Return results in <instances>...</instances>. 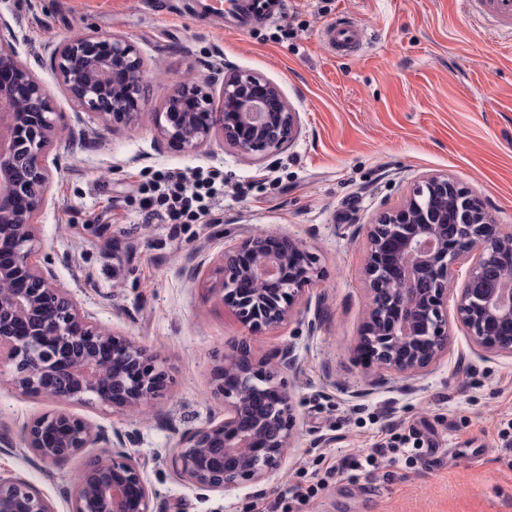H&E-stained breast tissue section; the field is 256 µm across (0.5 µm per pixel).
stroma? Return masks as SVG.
I'll use <instances>...</instances> for the list:
<instances>
[{
    "mask_svg": "<svg viewBox=\"0 0 512 512\" xmlns=\"http://www.w3.org/2000/svg\"><path fill=\"white\" fill-rule=\"evenodd\" d=\"M188 0H0L15 49L48 88L56 121L84 131L82 144L53 141L59 158L50 199L38 217L41 250L61 287L109 329L132 336L168 374L153 409L75 407L119 433L144 466L158 512H512V447L498 433L512 420V356L480 352L462 330L434 370L418 379L374 371L353 352L368 305L367 244L354 225L381 204H398L420 175L440 173L486 205L512 231V41L492 37L458 0H287L283 13L243 32L185 12ZM348 18L362 30L353 52L328 50L323 29ZM112 34L140 51L147 106L136 121L109 127L76 111L51 63L62 41ZM275 83L300 116V135L268 165L225 147L220 131L195 151L158 145L155 116L166 84L193 77L221 84L225 68ZM216 167L224 196L201 224H164L143 209L157 171ZM264 230L300 239L317 258L309 314L316 334L292 320L248 336L209 292L224 236ZM255 359L295 347L289 375L297 437L263 481L204 491L182 477L180 436L224 418L213 371L232 345ZM13 367L0 375V474L25 479L69 512L64 494L104 451L88 448L45 464L25 447L22 427L55 409L23 394ZM416 429L432 441L405 446L376 470L331 465L370 453ZM317 494L291 498L288 485Z\"/></svg>",
    "mask_w": 512,
    "mask_h": 512,
    "instance_id": "obj_1",
    "label": "stroma"
}]
</instances>
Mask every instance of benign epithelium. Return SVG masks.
Returning <instances> with one entry per match:
<instances>
[{"label":"benign epithelium","mask_w":512,"mask_h":512,"mask_svg":"<svg viewBox=\"0 0 512 512\" xmlns=\"http://www.w3.org/2000/svg\"><path fill=\"white\" fill-rule=\"evenodd\" d=\"M0 16V367L15 369L22 392L72 404L139 412L167 380L156 357L130 336L106 329L51 267L31 261L41 248L35 219L47 202L60 160L47 148L59 133L52 97L15 51ZM52 65L74 105L108 124H129L144 110L140 53L128 39L86 35L54 48ZM221 106L208 84L164 88L156 116L162 144L188 151L219 128L238 154L275 162L300 132L299 113L280 88L249 71L224 76ZM367 240L364 276L369 308L355 349L370 352L382 374L427 375L452 343L448 299L457 324L482 351L512 356V232L491 221L484 204L446 175L416 178L398 206L381 204L374 222L357 224ZM315 258L289 235L255 231L224 248L211 293L249 335L274 330L309 306ZM468 265L458 282L456 270ZM296 369L293 346L276 361H256L246 344L224 354L214 394L224 420L183 433L177 461L198 488L226 492L258 483L295 440L292 396L281 372ZM25 447L58 463L101 443L112 453L83 470L70 492V512H158L143 466L121 436L65 410L45 412L23 428ZM0 512H54L27 481L0 475Z\"/></svg>","instance_id":"benign-epithelium-1"}]
</instances>
